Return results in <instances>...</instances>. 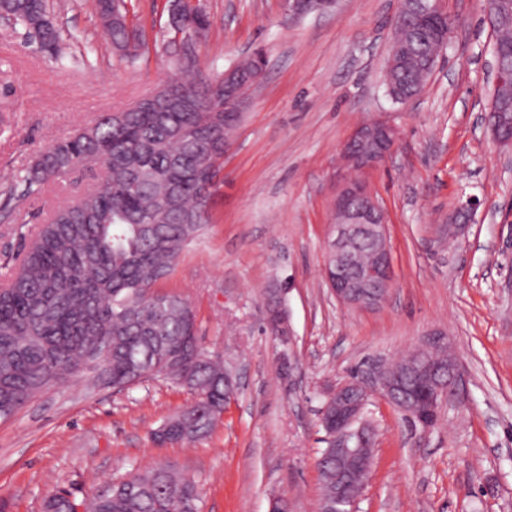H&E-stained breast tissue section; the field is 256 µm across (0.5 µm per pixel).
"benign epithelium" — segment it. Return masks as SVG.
Returning a JSON list of instances; mask_svg holds the SVG:
<instances>
[{
    "mask_svg": "<svg viewBox=\"0 0 512 512\" xmlns=\"http://www.w3.org/2000/svg\"><path fill=\"white\" fill-rule=\"evenodd\" d=\"M338 0H286L288 12L299 17L314 12L335 11ZM426 10L445 20L433 31L438 43L436 53L426 69L436 72L448 47L449 35L458 29L455 16L444 13V0H426ZM185 88L172 84L168 89L148 95L140 101L147 108H160L161 102L177 103L187 99ZM247 101L245 85L231 72L224 73V125L243 115ZM485 123L493 141L501 149L512 150V100H491ZM398 141V128L384 118L359 125L340 150L343 167L367 172L391 156ZM336 220L330 225L323 264L325 279L337 301L352 309L380 307L393 288V269L387 236V214L370 193L365 181L341 177L334 200ZM367 248L373 263L367 268L357 265L358 250ZM269 328L276 334H288V319L282 300L270 302ZM448 344L447 333L436 330L428 334L412 359L393 370H378L372 362L361 369L363 379H350L330 389L320 410V421L328 435L326 452L319 466L336 458V498L319 504L317 512H353L360 494L350 493L354 476L369 477L374 461L373 431L364 419L370 399L379 396L404 410L414 425L427 430L438 415L441 402L458 398L465 390V379L455 358L448 363H433L428 351Z\"/></svg>",
    "mask_w": 512,
    "mask_h": 512,
    "instance_id": "7a95c632",
    "label": "benign epithelium"
}]
</instances>
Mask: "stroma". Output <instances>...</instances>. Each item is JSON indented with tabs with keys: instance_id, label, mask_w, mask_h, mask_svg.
I'll list each match as a JSON object with an SVG mask.
<instances>
[{
	"instance_id": "obj_1",
	"label": "stroma",
	"mask_w": 512,
	"mask_h": 512,
	"mask_svg": "<svg viewBox=\"0 0 512 512\" xmlns=\"http://www.w3.org/2000/svg\"><path fill=\"white\" fill-rule=\"evenodd\" d=\"M190 2L212 22L196 49L204 76L258 47L268 59L224 154L211 221L163 285L193 308L200 347L223 361L237 393L207 437L160 444L154 431L194 400L164 378L116 391L87 371L43 391L0 420V512H42L58 490L90 497L157 465L197 480L201 512H269L276 496L290 512H316L326 391L434 329L447 331L468 396L443 402L426 431L372 398L374 465L354 512H512V155L481 120L493 90L483 0H446L465 24L405 105L383 84L399 0H341L336 12L302 18L283 0ZM168 8L127 0L148 43L132 61L115 54L93 0H54L75 38L69 68L21 37L0 39V191L40 150L167 79ZM377 117L399 130L394 154L364 176L388 217L394 283L379 308L348 309L322 272L339 149ZM88 186L74 176L15 193L0 208V254L17 252L21 235ZM468 195L478 206L457 220ZM278 280L288 283L284 337L266 325Z\"/></svg>"
}]
</instances>
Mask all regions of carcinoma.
Masks as SVG:
<instances>
[{"label":"carcinoma","mask_w":512,"mask_h":512,"mask_svg":"<svg viewBox=\"0 0 512 512\" xmlns=\"http://www.w3.org/2000/svg\"><path fill=\"white\" fill-rule=\"evenodd\" d=\"M33 0H0L15 18L12 30L39 38L57 65L71 61L69 39L57 33L53 13ZM99 20L121 50H139L145 40L126 26L121 0H96ZM386 84L405 92L425 80L424 59L435 52L404 26L394 27ZM163 51L171 79L195 91L198 103L181 112H105L68 139L48 147L16 176L27 190H40L83 167L99 170L83 197L56 206L48 220L22 238L23 257L0 283V417L16 413L45 390L82 372L85 350L98 342L111 353L95 381L114 389L173 368L195 351L196 320L189 303L160 290L185 247L208 221L207 178L224 156V140L196 150L209 126L224 123V91L201 83L195 63L183 60L171 42ZM188 387L198 401L184 420L169 425L170 438L191 443L210 434L224 408V365H190ZM195 479L164 466L138 471L90 500L59 490L42 512H199Z\"/></svg>","instance_id":"1"}]
</instances>
